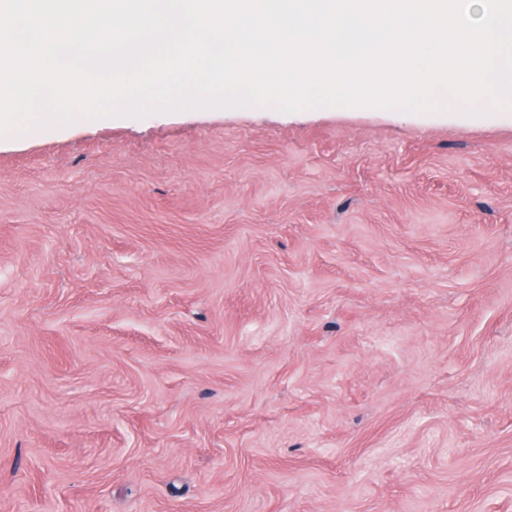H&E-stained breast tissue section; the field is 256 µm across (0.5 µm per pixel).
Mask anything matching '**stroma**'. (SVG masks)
Instances as JSON below:
<instances>
[{"mask_svg": "<svg viewBox=\"0 0 512 512\" xmlns=\"http://www.w3.org/2000/svg\"><path fill=\"white\" fill-rule=\"evenodd\" d=\"M0 512H512V110L0 137Z\"/></svg>", "mask_w": 512, "mask_h": 512, "instance_id": "obj_1", "label": "stroma"}]
</instances>
